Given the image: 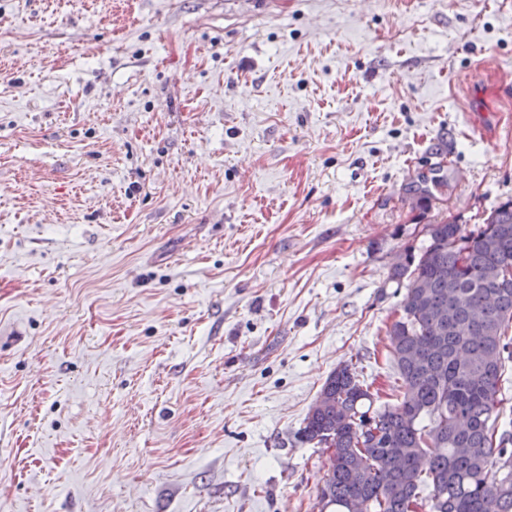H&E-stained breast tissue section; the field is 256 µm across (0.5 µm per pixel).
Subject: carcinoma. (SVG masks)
<instances>
[{"mask_svg": "<svg viewBox=\"0 0 512 512\" xmlns=\"http://www.w3.org/2000/svg\"><path fill=\"white\" fill-rule=\"evenodd\" d=\"M424 230L428 244L404 248L390 271L411 278L389 329L401 385L377 407L343 363L298 432L331 451L322 512L354 500L365 512H512V433L496 424L512 360V199L466 235L454 221Z\"/></svg>", "mask_w": 512, "mask_h": 512, "instance_id": "carcinoma-1", "label": "carcinoma"}]
</instances>
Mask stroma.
Segmentation results:
<instances>
[{"label":"stroma","mask_w":512,"mask_h":512,"mask_svg":"<svg viewBox=\"0 0 512 512\" xmlns=\"http://www.w3.org/2000/svg\"><path fill=\"white\" fill-rule=\"evenodd\" d=\"M512 198V0H0V512H320L422 227Z\"/></svg>","instance_id":"1"}]
</instances>
